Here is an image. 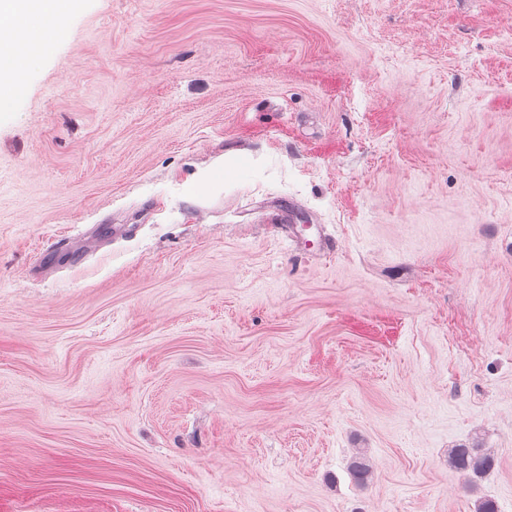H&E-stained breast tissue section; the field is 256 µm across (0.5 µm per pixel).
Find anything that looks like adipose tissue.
<instances>
[{
  "instance_id": "1",
  "label": "adipose tissue",
  "mask_w": 512,
  "mask_h": 512,
  "mask_svg": "<svg viewBox=\"0 0 512 512\" xmlns=\"http://www.w3.org/2000/svg\"><path fill=\"white\" fill-rule=\"evenodd\" d=\"M78 0H0V85L22 87L38 46L28 34L44 23L67 28Z\"/></svg>"
}]
</instances>
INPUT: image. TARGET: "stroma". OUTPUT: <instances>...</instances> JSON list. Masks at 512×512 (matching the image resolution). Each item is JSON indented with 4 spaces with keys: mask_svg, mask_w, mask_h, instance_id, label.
I'll return each instance as SVG.
<instances>
[{
    "mask_svg": "<svg viewBox=\"0 0 512 512\" xmlns=\"http://www.w3.org/2000/svg\"><path fill=\"white\" fill-rule=\"evenodd\" d=\"M67 32L0 112V512H512V0ZM448 458L457 470L470 478H478L490 473L496 463L493 455L481 453L477 448H453Z\"/></svg>",
    "mask_w": 512,
    "mask_h": 512,
    "instance_id": "stroma-1",
    "label": "stroma"
}]
</instances>
